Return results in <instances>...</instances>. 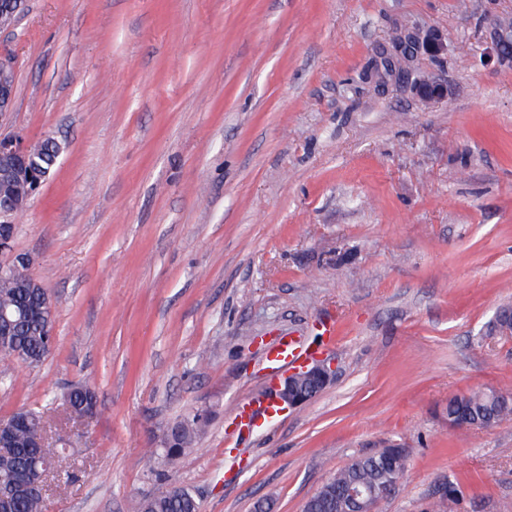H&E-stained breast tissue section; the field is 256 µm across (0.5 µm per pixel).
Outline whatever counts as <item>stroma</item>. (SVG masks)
I'll list each match as a JSON object with an SVG mask.
<instances>
[{
  "label": "stroma",
  "instance_id": "stroma-1",
  "mask_svg": "<svg viewBox=\"0 0 512 512\" xmlns=\"http://www.w3.org/2000/svg\"><path fill=\"white\" fill-rule=\"evenodd\" d=\"M512 0H29L0 31L16 101L0 130L65 149L21 214L13 254L57 303L38 366L0 357V419L54 420L96 389L45 512H128L189 488L200 512H303L352 458L407 452L375 512H512V418L448 425V401L512 394V65L489 25ZM448 55L412 81L370 73L400 31ZM337 322L336 377L262 428L268 347ZM206 423L176 467V420ZM414 89L425 103L448 98V84L445 81L418 79L414 84Z\"/></svg>",
  "mask_w": 512,
  "mask_h": 512
}]
</instances>
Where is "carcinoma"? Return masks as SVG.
Instances as JSON below:
<instances>
[{
  "label": "carcinoma",
  "instance_id": "carcinoma-1",
  "mask_svg": "<svg viewBox=\"0 0 512 512\" xmlns=\"http://www.w3.org/2000/svg\"><path fill=\"white\" fill-rule=\"evenodd\" d=\"M5 179L12 185L17 211H24L31 202L27 177L17 172L7 178L0 174V182ZM26 277L23 270L10 277L0 276V311H20L3 357H14L36 366L45 361L54 348L49 332L54 329L55 320L45 313L40 293L25 287ZM71 389L72 402L77 408L90 403L96 396L93 389L79 383ZM461 409L478 424L495 426L512 415V397L492 390H479L448 400V415ZM25 415L27 422L14 433V451L7 456L0 455V485L24 482L35 465L50 464L58 456L57 448L48 442L40 447L33 445V437L42 429V413L28 410ZM202 424V418L195 414L180 419L167 430L163 441V457L167 465H175L193 445ZM406 459L403 448H384L375 454L352 459L308 499L307 512H338L340 499L348 488L356 486L374 491L375 502L383 501L402 477ZM199 509L193 493L179 485H171L132 505V512H199ZM0 512H44V501L31 494H15L0 500Z\"/></svg>",
  "mask_w": 512,
  "mask_h": 512
}]
</instances>
